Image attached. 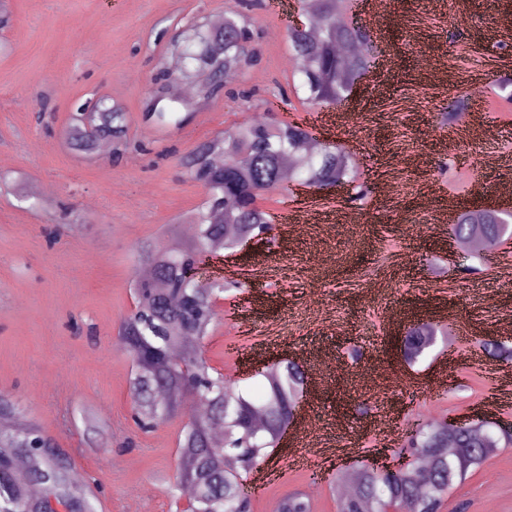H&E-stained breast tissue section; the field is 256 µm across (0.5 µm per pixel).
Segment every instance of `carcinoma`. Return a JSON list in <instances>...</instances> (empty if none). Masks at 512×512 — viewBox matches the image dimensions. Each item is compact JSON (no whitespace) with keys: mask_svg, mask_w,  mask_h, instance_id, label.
I'll return each instance as SVG.
<instances>
[{"mask_svg":"<svg viewBox=\"0 0 512 512\" xmlns=\"http://www.w3.org/2000/svg\"><path fill=\"white\" fill-rule=\"evenodd\" d=\"M317 7L322 19V35L311 40L308 30L289 33L294 57L300 60L298 73L312 102L338 104L349 92L356 78L369 68V53L340 63L336 46L340 43L361 44L366 32L345 19L336 21V0H308ZM241 24L230 12L224 27L216 32L196 35L180 43L182 63L194 71L208 66V44L219 46L225 63H246L250 50L238 41ZM103 113L99 126L90 135L81 127L71 129V137L84 150L100 143L123 145L126 115L119 109L100 104ZM308 129L291 122H249L224 133V164L206 155L207 148L196 152L187 162L193 180L213 194L196 224L198 233L193 244L183 249L186 257L201 249H231L235 242L224 236L226 225L238 227V237H249L256 227L268 224L266 212L255 203L261 193L277 189L281 183L280 164L284 157L295 156V179L309 187L327 189L337 178H356L351 156L341 148L322 151L310 144ZM512 212L465 209L458 215L453 233L465 241L478 236L487 246H496L508 232ZM138 263L150 269V277L137 279L136 311L122 324L120 339L138 358L132 386L141 415L149 416L157 406L176 396L194 392L205 407V414L187 426L181 444L180 481L192 489L193 512H250V503L242 482L253 467L275 447L279 434L288 426L290 401L303 381L297 367L278 365L261 382L256 395L233 393L224 387V378L212 377L204 361L193 355L200 378L189 380L170 370V352L177 348L184 354L189 342L184 337L197 327L213 304L218 289L205 293L187 278L180 267L166 265L165 254L156 245L144 242L137 250ZM412 340L421 343L407 347V363L420 362L436 342L437 330L418 324L408 331ZM262 415L264 423L254 424ZM50 445L41 431L19 422V411L9 400L0 397V512H43V503L30 501L23 493L26 484L36 482L46 496L69 506L70 512H93V506L67 476V467L46 458L43 447ZM413 447L429 461L431 475L427 482L417 480V469L399 474H380L362 470L361 481L353 494L337 504V512H364L373 506L382 512L385 505H395L408 512H439L443 496L462 481L471 468L480 466L498 447L497 440L484 427L463 433L433 422L422 426ZM23 454L28 469L17 474L11 458ZM237 461L229 470L228 457ZM276 512H309L308 501L290 494L277 504Z\"/></svg>","mask_w":512,"mask_h":512,"instance_id":"obj_1","label":"carcinoma"}]
</instances>
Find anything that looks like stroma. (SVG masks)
<instances>
[{
  "mask_svg": "<svg viewBox=\"0 0 512 512\" xmlns=\"http://www.w3.org/2000/svg\"><path fill=\"white\" fill-rule=\"evenodd\" d=\"M11 25L0 30V394L33 419L85 487L97 512H180L175 484L191 406L141 430L134 422L133 360L118 339L135 309L137 247L186 242L206 201L185 160L197 147L252 120L303 122L308 104L288 31L306 18L302 0L285 12L249 9L260 35L256 58L223 92L190 108L179 126L144 114L154 97L171 98L170 40L196 21L227 15L235 0H9ZM460 23L456 0H393L373 32L387 51L376 78L351 88L352 124L329 118L315 134L349 151L358 178L349 188L264 193L259 206L273 226L267 257L246 262L224 250L207 266L223 277L232 264L239 291L227 293L205 342L209 367L236 389L258 391L251 351L267 362L328 355L327 384L309 412L333 424L336 443H356L348 463L361 467L382 448L375 416L399 427L414 420L482 415L491 432L512 427V385L488 378L484 340L512 321V240L483 254L443 238L445 197L457 204L512 209V171L484 163L495 140L512 155V138L482 118L512 125V86L498 78L464 81L472 52L512 62V31L493 17L512 0H468ZM483 104L467 132H445L440 119L461 96ZM106 99L128 115L121 153L85 152L66 140L73 104ZM396 184V195L376 191ZM355 211V224L311 225L301 239L283 228L285 204ZM503 282L495 299L486 283ZM418 280L426 289L415 288ZM401 320L446 329L461 323L467 340L456 358L437 340L413 367L393 337ZM358 359H350L351 349ZM391 373L381 389L360 394L345 377ZM295 434L265 458L278 478L251 499L272 512L284 495L307 496L311 512H336L335 470L298 467ZM440 512H512V444L495 449L445 496Z\"/></svg>",
  "mask_w": 512,
  "mask_h": 512,
  "instance_id": "obj_1",
  "label": "stroma"
}]
</instances>
